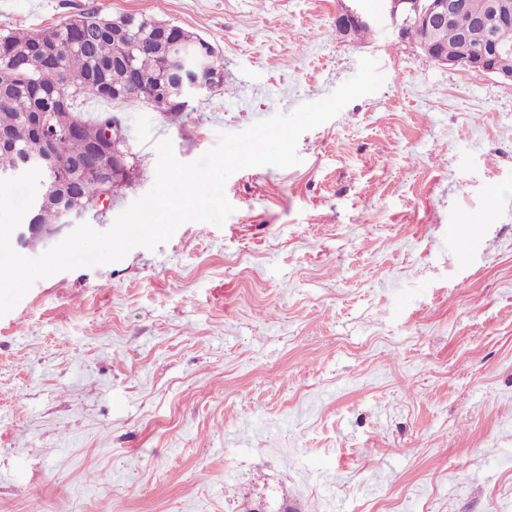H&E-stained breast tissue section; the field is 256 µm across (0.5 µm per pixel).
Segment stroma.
I'll return each instance as SVG.
<instances>
[{
    "instance_id": "obj_1",
    "label": "stroma",
    "mask_w": 512,
    "mask_h": 512,
    "mask_svg": "<svg viewBox=\"0 0 512 512\" xmlns=\"http://www.w3.org/2000/svg\"><path fill=\"white\" fill-rule=\"evenodd\" d=\"M340 0H0L197 33L224 84L112 104L126 186L377 61L299 165L234 173L222 227L37 280L0 317V512H512V83L336 31Z\"/></svg>"
}]
</instances>
